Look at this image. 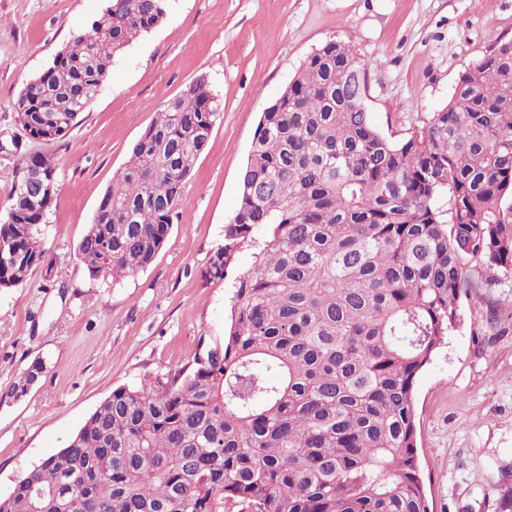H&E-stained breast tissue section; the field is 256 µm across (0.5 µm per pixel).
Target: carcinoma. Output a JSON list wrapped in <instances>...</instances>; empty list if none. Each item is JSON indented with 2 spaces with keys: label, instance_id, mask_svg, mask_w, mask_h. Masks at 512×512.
<instances>
[{
  "label": "carcinoma",
  "instance_id": "cac0c4a2",
  "mask_svg": "<svg viewBox=\"0 0 512 512\" xmlns=\"http://www.w3.org/2000/svg\"><path fill=\"white\" fill-rule=\"evenodd\" d=\"M167 2L109 0L19 95L25 133L65 136ZM365 88L350 45L306 57L263 112L224 225V264L243 248L253 258L227 332L186 369L112 390L0 512H431L416 377L468 290L512 274V38L399 139L376 126ZM219 111L203 78L164 104L77 245L90 275L122 279L154 260ZM44 163L54 173L39 153L18 159L0 288L46 260L50 202L21 188Z\"/></svg>",
  "mask_w": 512,
  "mask_h": 512
}]
</instances>
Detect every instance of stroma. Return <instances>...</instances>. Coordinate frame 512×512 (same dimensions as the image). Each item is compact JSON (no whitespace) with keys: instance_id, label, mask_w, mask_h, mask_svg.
Segmentation results:
<instances>
[{"instance_id":"stroma-1","label":"stroma","mask_w":512,"mask_h":512,"mask_svg":"<svg viewBox=\"0 0 512 512\" xmlns=\"http://www.w3.org/2000/svg\"><path fill=\"white\" fill-rule=\"evenodd\" d=\"M106 0H0V222L18 153L54 161L56 190L40 226L48 264L0 289V497L62 448L119 386L189 365L222 337L250 250L224 264V226L260 116L303 60L330 40L352 46L366 106L400 137L445 105L462 72L512 38V0H169L163 20L115 59L63 138L23 131L13 103ZM222 110L184 185L168 240L146 268L90 276L74 251L113 177L162 106L198 78ZM512 277L475 288L461 321L417 376V445L434 512H501L512 498V319L489 323ZM39 381L14 385L34 362Z\"/></svg>"}]
</instances>
